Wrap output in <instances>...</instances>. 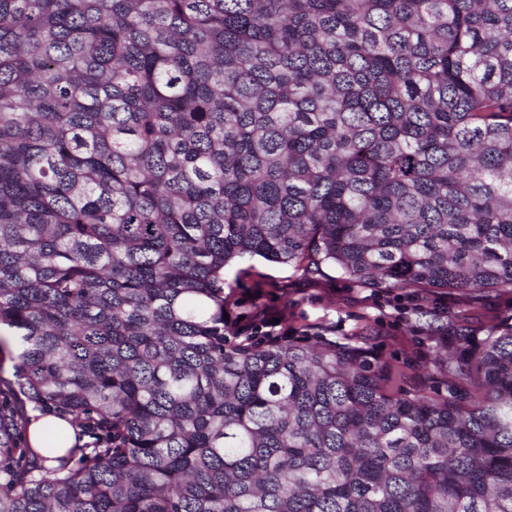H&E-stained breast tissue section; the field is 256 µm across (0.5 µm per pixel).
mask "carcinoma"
I'll return each instance as SVG.
<instances>
[{"label":"carcinoma","mask_w":512,"mask_h":512,"mask_svg":"<svg viewBox=\"0 0 512 512\" xmlns=\"http://www.w3.org/2000/svg\"><path fill=\"white\" fill-rule=\"evenodd\" d=\"M247 258L512 288V0H0V512H512V326L405 392ZM35 411L28 408V413ZM53 429L61 437L63 444L60 446L49 445L46 441L51 440L48 429ZM28 442L33 448H68L74 442L73 427L63 418L42 415L39 412L30 414L28 426Z\"/></svg>","instance_id":"cac0c4a2"}]
</instances>
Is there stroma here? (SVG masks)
<instances>
[{
    "mask_svg": "<svg viewBox=\"0 0 512 512\" xmlns=\"http://www.w3.org/2000/svg\"><path fill=\"white\" fill-rule=\"evenodd\" d=\"M233 315L264 308L289 335L366 347L379 364L412 391L447 394L448 374L435 364L438 351L461 336H486L512 325V290L420 293L381 289L348 280L338 269L306 273L291 265L241 261L224 272Z\"/></svg>",
    "mask_w": 512,
    "mask_h": 512,
    "instance_id": "35a3bbf8",
    "label": "stroma"
}]
</instances>
